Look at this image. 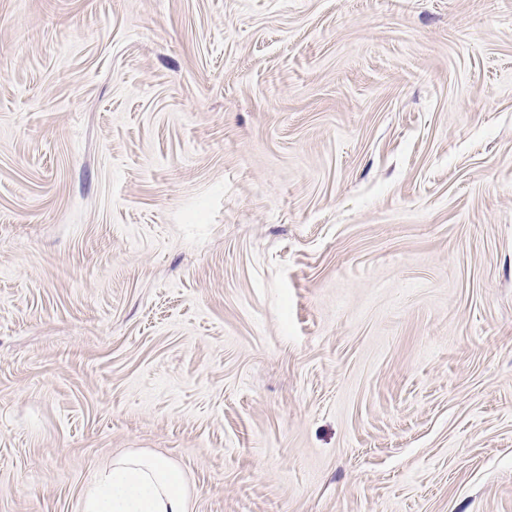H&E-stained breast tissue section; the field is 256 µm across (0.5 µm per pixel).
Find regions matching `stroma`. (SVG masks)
Wrapping results in <instances>:
<instances>
[{
    "mask_svg": "<svg viewBox=\"0 0 512 512\" xmlns=\"http://www.w3.org/2000/svg\"><path fill=\"white\" fill-rule=\"evenodd\" d=\"M512 512V0H0V512ZM80 512H191L183 471L153 452L135 450L91 473Z\"/></svg>",
    "mask_w": 512,
    "mask_h": 512,
    "instance_id": "1",
    "label": "stroma"
}]
</instances>
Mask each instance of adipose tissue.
Wrapping results in <instances>:
<instances>
[{
    "instance_id": "adipose-tissue-1",
    "label": "adipose tissue",
    "mask_w": 512,
    "mask_h": 512,
    "mask_svg": "<svg viewBox=\"0 0 512 512\" xmlns=\"http://www.w3.org/2000/svg\"><path fill=\"white\" fill-rule=\"evenodd\" d=\"M82 512H191V491L171 460L143 450L117 455L94 470Z\"/></svg>"
}]
</instances>
